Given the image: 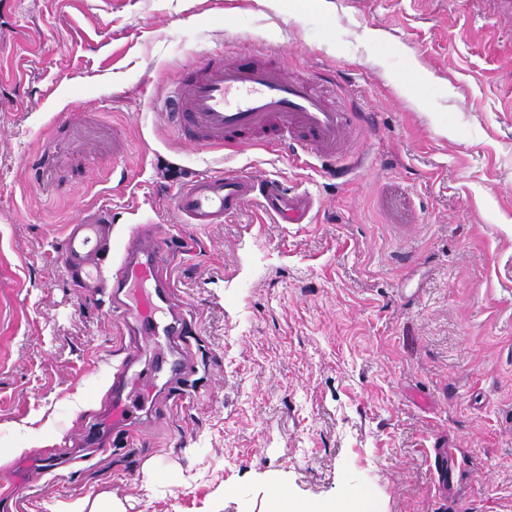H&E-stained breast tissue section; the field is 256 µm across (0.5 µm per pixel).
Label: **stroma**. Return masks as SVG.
Instances as JSON below:
<instances>
[{
  "instance_id": "35a3bbf8",
  "label": "stroma",
  "mask_w": 512,
  "mask_h": 512,
  "mask_svg": "<svg viewBox=\"0 0 512 512\" xmlns=\"http://www.w3.org/2000/svg\"><path fill=\"white\" fill-rule=\"evenodd\" d=\"M257 53L371 113L340 159L184 148L170 86ZM321 204L311 224H181L219 169ZM90 208L163 227L197 373L146 435L75 445L124 338L57 264ZM0 512H512V24L493 0H0ZM454 449V488L438 486ZM361 484L362 496L351 489ZM88 508V512H124L123 506L119 502H114L108 498H99L91 501H83L78 507L72 509H63L60 507L52 508L53 512H85Z\"/></svg>"
}]
</instances>
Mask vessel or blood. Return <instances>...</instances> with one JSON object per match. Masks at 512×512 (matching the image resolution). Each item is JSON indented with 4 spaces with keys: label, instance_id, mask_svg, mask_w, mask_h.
<instances>
[{
    "label": "vessel or blood",
    "instance_id": "obj_1",
    "mask_svg": "<svg viewBox=\"0 0 512 512\" xmlns=\"http://www.w3.org/2000/svg\"><path fill=\"white\" fill-rule=\"evenodd\" d=\"M168 118L180 143L189 147L241 150L297 142L306 154L336 157L345 150L352 124L367 116L342 112L315 80L290 76L256 58L214 55L180 74ZM249 204L273 223L308 224L317 200L279 180L237 170L194 175L174 197L184 224H220ZM115 221L105 212L82 215L67 225L57 255L83 292L97 283L109 286L112 317L127 338L97 418L92 446L98 451L112 431L143 433L154 426L162 386L176 388L191 372L183 342L188 313L174 300L157 225H137L114 251L109 242Z\"/></svg>",
    "mask_w": 512,
    "mask_h": 512
}]
</instances>
